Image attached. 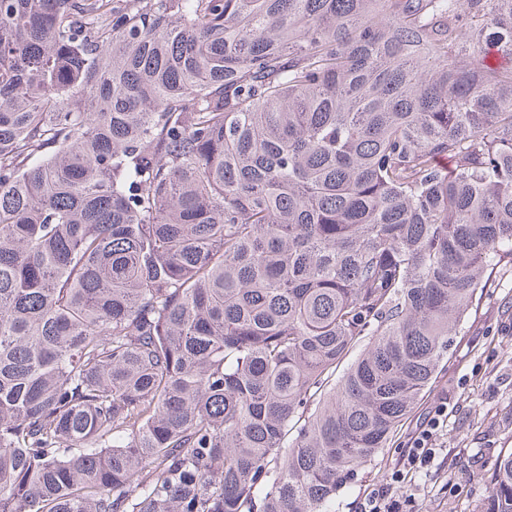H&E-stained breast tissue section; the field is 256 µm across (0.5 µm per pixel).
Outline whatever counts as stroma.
<instances>
[{"label": "stroma", "mask_w": 512, "mask_h": 512, "mask_svg": "<svg viewBox=\"0 0 512 512\" xmlns=\"http://www.w3.org/2000/svg\"><path fill=\"white\" fill-rule=\"evenodd\" d=\"M495 286L464 324L440 366L433 390L403 425L393 447L379 453L356 484L344 489L336 512H364L368 494L385 484L408 438L440 397L448 423L437 433L431 468L405 484L413 512H481L487 467L512 448V267L495 273Z\"/></svg>", "instance_id": "stroma-1"}]
</instances>
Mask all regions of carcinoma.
Wrapping results in <instances>:
<instances>
[{"label": "carcinoma", "instance_id": "cac0c4a2", "mask_svg": "<svg viewBox=\"0 0 512 512\" xmlns=\"http://www.w3.org/2000/svg\"><path fill=\"white\" fill-rule=\"evenodd\" d=\"M492 49L512 0H0V512H336L512 265Z\"/></svg>", "mask_w": 512, "mask_h": 512}]
</instances>
